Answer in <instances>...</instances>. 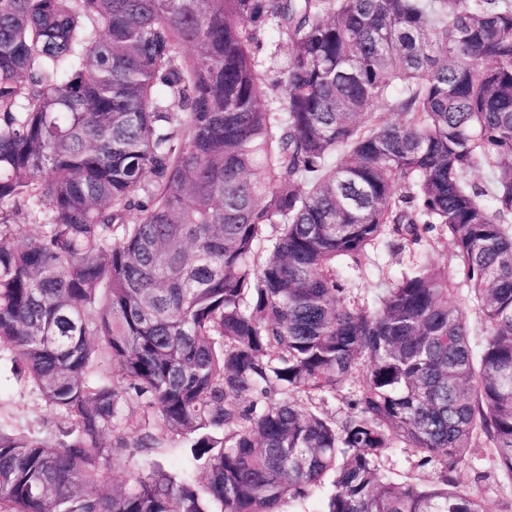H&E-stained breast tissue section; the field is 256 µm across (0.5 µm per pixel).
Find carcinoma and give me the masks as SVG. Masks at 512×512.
I'll return each instance as SVG.
<instances>
[{
  "instance_id": "carcinoma-1",
  "label": "carcinoma",
  "mask_w": 512,
  "mask_h": 512,
  "mask_svg": "<svg viewBox=\"0 0 512 512\" xmlns=\"http://www.w3.org/2000/svg\"><path fill=\"white\" fill-rule=\"evenodd\" d=\"M383 240L407 271L346 302ZM2 346L56 440L0 427V512H281L328 475L323 512H484L456 473L482 437L512 481V0H0ZM176 437L202 486L105 489ZM259 61L262 62V70L267 84L280 79L281 67L286 60L288 46L279 36L276 28H268L260 37V46L255 48ZM424 253L432 258L433 261L442 266L448 267V275L453 276L456 273V259L453 247L448 241V237L439 228L432 230L424 242ZM123 415L128 419L130 424H133L135 427H139L140 425H148V423L153 425L157 418L154 413L150 411H146L143 407H141L140 403L136 399H129L125 402L123 406ZM382 465L390 469L392 475L402 481H410L419 485H429L435 479L432 467L418 468L417 458L410 450L393 448L382 458Z\"/></svg>"
}]
</instances>
